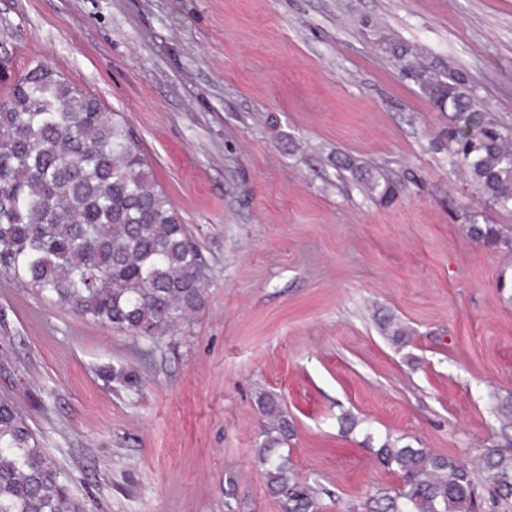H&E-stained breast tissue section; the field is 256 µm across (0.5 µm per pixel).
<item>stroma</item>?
Masks as SVG:
<instances>
[{
    "instance_id": "1",
    "label": "stroma",
    "mask_w": 512,
    "mask_h": 512,
    "mask_svg": "<svg viewBox=\"0 0 512 512\" xmlns=\"http://www.w3.org/2000/svg\"><path fill=\"white\" fill-rule=\"evenodd\" d=\"M392 43L512 125V0H0L15 71L120 115L205 262L202 307L155 340L0 272V396L83 512H280L262 392L321 512L397 486L385 437L471 461L512 445V248L467 232L478 210L512 238V211L449 166L448 115Z\"/></svg>"
}]
</instances>
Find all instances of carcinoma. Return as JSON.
<instances>
[{"mask_svg":"<svg viewBox=\"0 0 512 512\" xmlns=\"http://www.w3.org/2000/svg\"><path fill=\"white\" fill-rule=\"evenodd\" d=\"M0 272L27 281L49 302L133 336L155 339L204 303L202 255L127 124L47 65L12 71L0 55ZM429 102L448 119V154L484 199L512 209V126L481 106L460 74L429 75ZM482 244H509L468 215ZM257 458L281 512H319L320 489L289 455L292 424L268 393ZM399 476L363 512H512V452L480 461L438 455L385 438L374 450ZM0 512H81L13 400L0 398Z\"/></svg>","mask_w":512,"mask_h":512,"instance_id":"obj_1","label":"carcinoma"}]
</instances>
